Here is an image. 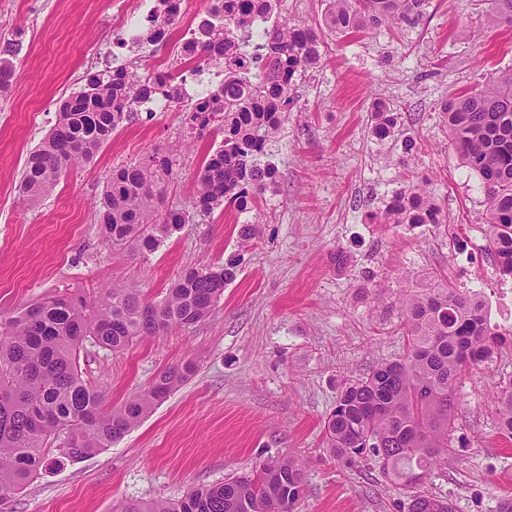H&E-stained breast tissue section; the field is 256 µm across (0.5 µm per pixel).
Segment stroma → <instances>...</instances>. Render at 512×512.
I'll use <instances>...</instances> for the list:
<instances>
[{"label":"stroma","instance_id":"1","mask_svg":"<svg viewBox=\"0 0 512 512\" xmlns=\"http://www.w3.org/2000/svg\"><path fill=\"white\" fill-rule=\"evenodd\" d=\"M122 0H0V35H15L14 75L0 94V313L70 288L94 293L136 283L151 298L190 267L242 262L211 316L113 353L80 355L107 404H122L166 366L197 372L110 447L51 465L0 512H115L126 500L176 499L194 486L250 473L288 455L304 463L300 512H395L396 492L369 466L346 467L322 447V423L343 379L400 358L402 289L431 272L478 294L492 324L512 328V278L485 250L486 201L460 160L437 105L512 69V26L490 22L487 0H430L416 26L345 40L326 36L318 68L297 78L268 159L275 185L251 212L193 217L157 250L115 249L95 202L113 168L182 145L166 207L190 210L194 175L220 136L190 141L183 108L115 131L96 161L38 201L19 194L25 161L56 121L29 115L80 91L87 72L120 51L150 76L180 52L151 40L118 49ZM399 116L372 132L375 103ZM428 179L445 224H375L392 195ZM256 227L240 248L241 225ZM343 253V265L333 256ZM512 375V345L467 373L454 414L456 457L425 486L455 512H498L512 496V441L498 432L492 394Z\"/></svg>","mask_w":512,"mask_h":512}]
</instances>
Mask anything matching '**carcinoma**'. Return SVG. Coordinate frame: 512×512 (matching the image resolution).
<instances>
[{"label":"carcinoma","instance_id":"obj_1","mask_svg":"<svg viewBox=\"0 0 512 512\" xmlns=\"http://www.w3.org/2000/svg\"><path fill=\"white\" fill-rule=\"evenodd\" d=\"M210 11L186 47L200 71L224 68L217 89L186 112L188 128L220 134L219 147L195 175L193 212L208 217L225 205L240 214L275 182L266 160L294 105L298 77L321 61L324 31L338 38L381 28L411 27L429 0H326L324 26L280 17V0H223ZM490 19L512 25V0H490ZM0 91L11 85L10 56L3 41ZM166 88L182 103V91L120 65L89 73L83 91L65 99L55 124L25 162L22 197L52 194L63 172L95 161L119 127L140 120V104ZM460 159L481 178L486 195L488 254L512 276V72H501L481 89L439 104ZM393 110L373 107V133L382 139L396 124ZM176 154L152 152L112 170L96 215L104 241L114 248L152 252L186 223L188 215L164 208ZM379 224H443L441 206L422 182L396 192ZM239 254L218 266L192 267L156 300L138 284L107 288L91 298L67 290L0 315V492L9 496L50 465L49 456L78 458L108 447L196 371L187 360L166 367L121 406L105 403L101 386L84 379L80 353L87 346L122 352L149 336L189 328L205 320L239 272ZM407 349L398 360L367 376L342 381L334 409L323 422L331 458L347 466L372 461L398 498L402 512H453L424 484L453 456L454 407L459 380L492 361L505 334L490 324L477 294L435 278L407 288L400 299ZM499 432L512 439V377L493 392ZM303 463L286 456L249 476L189 489L178 499L126 500L117 512H298Z\"/></svg>","mask_w":512,"mask_h":512}]
</instances>
